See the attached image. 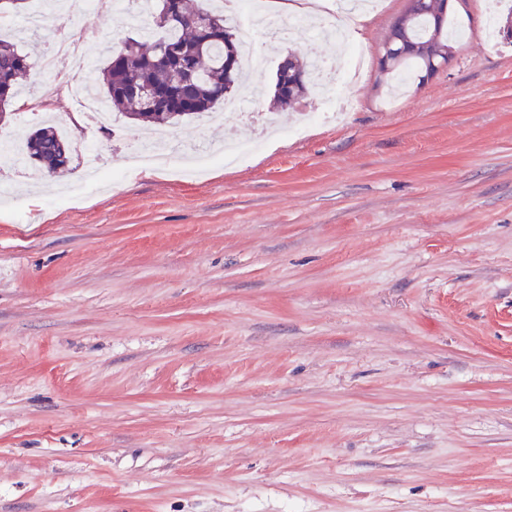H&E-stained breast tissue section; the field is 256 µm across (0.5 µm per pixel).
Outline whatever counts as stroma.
<instances>
[{"label":"stroma","instance_id":"stroma-1","mask_svg":"<svg viewBox=\"0 0 512 512\" xmlns=\"http://www.w3.org/2000/svg\"><path fill=\"white\" fill-rule=\"evenodd\" d=\"M407 0L365 15L356 109L304 125L273 103L169 130L175 156L265 133L242 162L130 171L0 202V512H512V42L490 0H455L449 70L394 102L382 47ZM44 56L78 7L29 35ZM103 68L137 30L94 19ZM303 126L301 135L288 128ZM112 167L137 123L78 129Z\"/></svg>","mask_w":512,"mask_h":512}]
</instances>
